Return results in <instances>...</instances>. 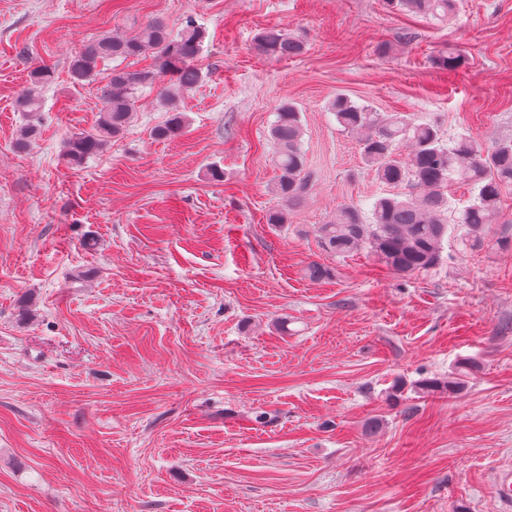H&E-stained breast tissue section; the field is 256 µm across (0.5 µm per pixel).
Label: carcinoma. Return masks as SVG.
<instances>
[{
    "label": "carcinoma",
    "instance_id": "obj_1",
    "mask_svg": "<svg viewBox=\"0 0 512 512\" xmlns=\"http://www.w3.org/2000/svg\"><path fill=\"white\" fill-rule=\"evenodd\" d=\"M388 2L405 12L439 17L450 16L455 10V0ZM204 38L203 28L188 19L175 31L155 20L131 37L104 34L88 41L69 64L70 78L77 85L98 79L99 64L107 58L124 61L147 54L153 58L154 68H114L105 76L97 124L92 131L69 138L68 160L79 164L122 135L134 119L138 91L153 85L157 75L170 77L167 96L171 99L198 85L203 75L194 61ZM303 49L301 40L275 27L260 32L253 43V50L261 56L291 58ZM52 77V70L46 66L30 71L29 87L17 100L18 110L29 117L15 142L19 150L27 149L39 135L42 89ZM331 111L342 130L357 139L360 155L376 179L399 185L404 191L376 196L368 217L359 206H341L332 223L318 228L323 250L343 257L364 249L395 274L408 276L440 263L444 241L452 230L458 233L464 251H479L485 246L491 225L500 223L502 217L503 189L512 187V140L500 142L485 154L470 138L447 141L436 125L418 123L403 113L379 112L344 97L331 103ZM169 112L168 119L153 129L158 140L174 139L186 126V117L177 107L169 108ZM301 134L299 110L292 103L282 104L271 128V137L279 147L276 165L280 175L275 194L290 204L298 201L307 187L302 176ZM407 144L411 152L404 156L401 148ZM454 179L471 185L472 200L450 216L446 189ZM472 368L471 363L463 362L446 377L420 381L418 388L427 394H457Z\"/></svg>",
    "mask_w": 512,
    "mask_h": 512
}]
</instances>
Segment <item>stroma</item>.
I'll return each mask as SVG.
<instances>
[{"mask_svg":"<svg viewBox=\"0 0 512 512\" xmlns=\"http://www.w3.org/2000/svg\"><path fill=\"white\" fill-rule=\"evenodd\" d=\"M189 17L206 37L182 135H150L162 75L69 164L102 87L71 84V57ZM270 27L304 53L257 55ZM37 65L55 80L19 151ZM339 94L492 151L512 139V0L445 20L387 0H0V512H512V188L484 248L445 243L429 271L326 253L318 226L386 191ZM286 101L308 186L271 224ZM464 360L460 393L417 389Z\"/></svg>","mask_w":512,"mask_h":512,"instance_id":"35a3bbf8","label":"stroma"}]
</instances>
